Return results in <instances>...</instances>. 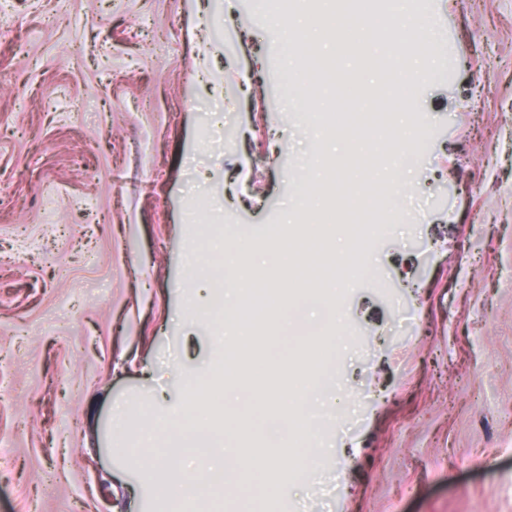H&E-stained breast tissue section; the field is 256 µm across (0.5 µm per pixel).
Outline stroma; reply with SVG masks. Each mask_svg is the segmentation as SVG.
<instances>
[{
  "label": "stroma",
  "mask_w": 512,
  "mask_h": 512,
  "mask_svg": "<svg viewBox=\"0 0 512 512\" xmlns=\"http://www.w3.org/2000/svg\"><path fill=\"white\" fill-rule=\"evenodd\" d=\"M335 3L291 0L284 43L256 0H0V512H169L110 416L149 423L234 359L196 310L197 230L258 268L240 313L283 339L260 392L293 401L306 284L262 261L307 229L346 246L356 192L325 145L358 140L303 115L392 109L357 59L313 85L328 37L300 19ZM413 6L435 57L426 123L398 126L406 218L337 291L360 333L326 365L320 466L261 512H512V0ZM224 421L276 456L254 417Z\"/></svg>",
  "instance_id": "35a3bbf8"
}]
</instances>
